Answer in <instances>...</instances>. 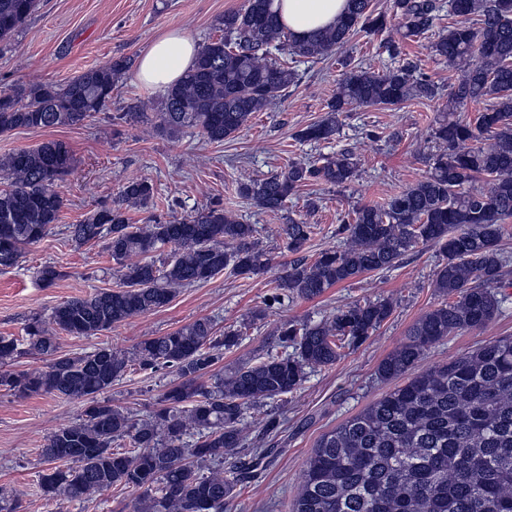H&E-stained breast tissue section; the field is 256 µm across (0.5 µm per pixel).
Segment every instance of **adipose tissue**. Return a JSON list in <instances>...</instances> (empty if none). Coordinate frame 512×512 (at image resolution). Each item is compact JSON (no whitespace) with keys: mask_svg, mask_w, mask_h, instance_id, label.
<instances>
[{"mask_svg":"<svg viewBox=\"0 0 512 512\" xmlns=\"http://www.w3.org/2000/svg\"><path fill=\"white\" fill-rule=\"evenodd\" d=\"M282 23L295 37L304 38L332 26L347 9V0H275ZM197 43L173 30L156 39L138 65L137 78L147 86L178 83L192 67Z\"/></svg>","mask_w":512,"mask_h":512,"instance_id":"ef3b65f1","label":"adipose tissue"}]
</instances>
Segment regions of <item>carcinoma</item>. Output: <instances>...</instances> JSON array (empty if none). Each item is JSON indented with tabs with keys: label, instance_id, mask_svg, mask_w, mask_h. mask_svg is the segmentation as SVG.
I'll return each instance as SVG.
<instances>
[{
	"label": "carcinoma",
	"instance_id": "cac0c4a2",
	"mask_svg": "<svg viewBox=\"0 0 512 512\" xmlns=\"http://www.w3.org/2000/svg\"><path fill=\"white\" fill-rule=\"evenodd\" d=\"M39 0H0V41L37 10ZM405 36L426 38L432 56L461 72L448 92L446 115L432 129L439 150L427 175L382 205H363L338 228L343 247L308 262L296 259L274 281L292 296L317 298L362 274L394 266L421 242L440 246L445 262L435 287L447 297L421 316L406 340L379 364L382 379L410 371L426 351L448 336L480 330L497 316L508 260L499 242L512 218V0H393ZM448 26L436 29L443 9ZM385 14L372 0H348L336 24L299 40L279 21L275 0H248L224 13L222 34L204 44L195 64L162 97L158 128L174 134L199 130L221 143L247 126L251 115L294 84L292 64L342 48L356 32L385 33ZM119 58L84 71L64 85L33 82L0 94V133L16 128L72 126L101 112L112 95V76L129 67ZM344 73L329 115L296 134L329 141L344 106H392L433 99L434 82L418 63L402 60L376 72L343 60ZM482 105L468 118L461 109ZM352 152L341 150L318 164L291 161L280 172L240 185V194L267 212L284 210L299 187L323 182L345 187L355 176ZM73 157L58 142L20 150L5 165L0 191V268L15 266L25 247L48 235L64 206L62 183ZM155 196L147 178L125 182L112 204L67 231L79 245L103 239L120 269V282L67 300L52 312L59 329L94 336L169 304L179 288L206 283L228 269L239 276L267 273L270 259L256 228L214 203L190 219L151 217L138 227L130 206ZM313 226L293 218L281 227L288 250L298 253ZM63 276L43 265L45 288ZM387 300L354 304L318 323H285L278 333L293 353L271 355L227 374H211L224 348L239 334L215 331L208 318L162 336H150L133 356L110 346L72 355L35 319L25 342L0 336V390L53 394L85 402L81 418L60 427L40 450L50 464L40 475L43 492L63 500L88 499L115 484L142 490L135 512H224L250 466L224 477V454L244 444V413L256 403L292 392L306 369L331 366L340 350L364 342L390 316ZM43 367L16 372L24 355ZM170 369L175 380L148 418L100 398L132 367ZM294 512H512V336L481 343L471 352L433 366L386 394L362 413L324 434L302 475Z\"/></svg>",
	"mask_w": 512,
	"mask_h": 512
}]
</instances>
